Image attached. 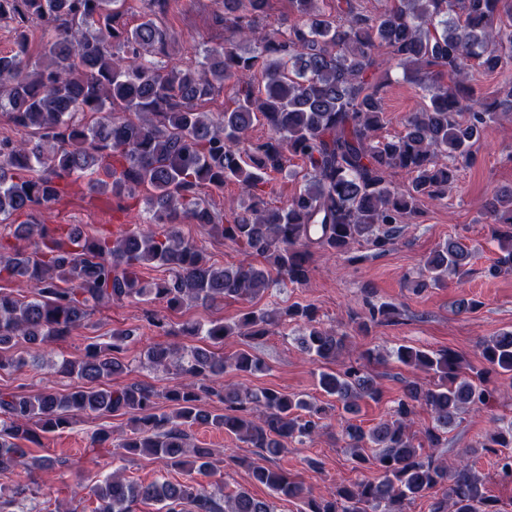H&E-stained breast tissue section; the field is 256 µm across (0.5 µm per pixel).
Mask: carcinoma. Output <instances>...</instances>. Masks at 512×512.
Returning a JSON list of instances; mask_svg holds the SVG:
<instances>
[{"label":"carcinoma","mask_w":512,"mask_h":512,"mask_svg":"<svg viewBox=\"0 0 512 512\" xmlns=\"http://www.w3.org/2000/svg\"><path fill=\"white\" fill-rule=\"evenodd\" d=\"M126 0H0V21L14 23V48L0 53V111L38 141L0 142V223L13 224L0 236V279L22 282L32 295L0 290V372L26 360L14 349L25 344L39 354L64 340L96 310L125 302L162 301L179 310L212 306L224 299L253 301L277 281L309 282L316 253L353 255L365 244L384 254L421 214V203L448 196L458 180L456 160L467 158L492 123L512 116V83L491 98L475 94L472 68L493 73L512 60V0H389L384 10H361L359 0H289L288 24L257 36L269 0H218L220 20L233 39L206 50L194 66L161 65L168 35L156 22L170 0H143L141 22H120ZM45 23L41 63L29 57V23ZM388 61L428 96L421 112L404 119L403 131L380 135L385 110L381 90ZM232 83L233 106L215 115L203 110ZM270 134L254 140V123ZM302 162V187L281 206L264 201L273 176L289 160ZM409 179L390 180L394 170ZM87 180L92 193L120 201L146 191L158 231H127L114 237L86 236L71 224H41L37 208L60 203L73 181ZM234 183L242 202L230 215L214 214L202 189ZM483 215L501 255L490 273H512V190L485 201ZM197 224L236 244L252 258L246 265L219 266L179 225ZM472 257L463 237H450L428 256L408 288L420 293L462 275ZM147 265L172 275L146 281ZM355 330L399 321L400 306L365 301ZM301 326L300 352L317 364L316 383L336 408L355 412L376 400L380 388L366 366L351 361L329 367L349 339L339 326L326 327L312 303L251 309L233 323L186 322L181 335L202 336L205 347L156 344L149 362L189 379L168 390L158 411L151 385L112 387L126 369L119 354L134 330L112 331L106 346L91 344L79 361H62L59 372L80 380L67 392L50 387L35 393L0 391V472L18 467L71 468L62 458L33 457L22 442L37 431L70 427L72 415H132V431L115 448L124 459L151 456L185 472L180 483L133 482L119 472L90 489L93 512H133L138 502L157 512H275L274 502L245 490L203 485L197 476L213 469L212 449L189 447L188 428L206 425L236 436L268 461L287 451L288 441L312 442L328 424L327 409L300 394L274 389L260 393L226 374L255 373L262 361L247 351L224 356L215 348L232 336L265 337L284 322ZM479 369L451 349L400 345L396 361L424 374L409 381L389 417L370 429L346 418L341 440L358 469L378 477L340 483L316 495L285 470L245 458L254 482L274 498L298 500L301 512H409L416 499L437 491L429 512H502L485 492L472 460L495 455L496 475L512 482V420L493 419V428L466 458L448 466V433L469 410L489 407L490 376H512V330L480 342ZM223 405L217 413L207 404ZM432 421L415 443L416 408ZM428 451H423V447Z\"/></svg>","instance_id":"obj_1"}]
</instances>
